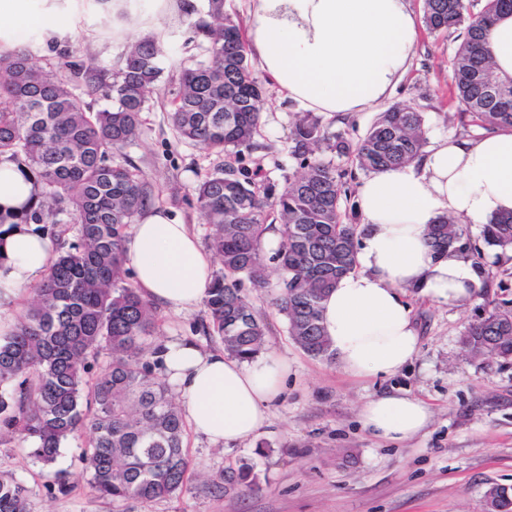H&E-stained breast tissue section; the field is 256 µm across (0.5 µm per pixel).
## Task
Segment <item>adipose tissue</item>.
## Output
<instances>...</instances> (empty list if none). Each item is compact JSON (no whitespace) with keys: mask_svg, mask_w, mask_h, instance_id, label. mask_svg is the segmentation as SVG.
Masks as SVG:
<instances>
[{"mask_svg":"<svg viewBox=\"0 0 512 512\" xmlns=\"http://www.w3.org/2000/svg\"><path fill=\"white\" fill-rule=\"evenodd\" d=\"M251 53L279 92L316 112L345 116L379 104L414 52L417 20L406 0H253ZM364 218L360 271L343 276L323 303L322 323L344 371L383 378L409 362L419 336L403 299L407 288L434 301L465 304L480 281L471 261L440 257L424 240L448 213L474 224L512 211V131L437 142L403 169L369 174L358 190ZM50 240L21 224L0 238V331L13 330L19 293L46 272ZM124 264L147 299L182 311L197 307L211 258L188 225L158 209L138 218ZM167 382L195 433L214 445L256 436L281 394L288 362H245L187 340L165 344ZM377 437L402 441L428 419L417 399L386 395L361 410Z\"/></svg>","mask_w":512,"mask_h":512,"instance_id":"adipose-tissue-1","label":"adipose tissue"}]
</instances>
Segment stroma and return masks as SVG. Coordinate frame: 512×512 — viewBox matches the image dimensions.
<instances>
[{"label":"stroma","instance_id":"1","mask_svg":"<svg viewBox=\"0 0 512 512\" xmlns=\"http://www.w3.org/2000/svg\"><path fill=\"white\" fill-rule=\"evenodd\" d=\"M191 5L203 7L204 0H167L156 9L145 4L120 20L103 0H29L28 13L35 22L9 46L29 48L38 66L62 59L113 73L130 42L154 33L161 37L163 75L151 110L142 115L140 136L125 153L153 185L156 207L190 225L204 246L211 227L196 207L194 189L215 157L182 141L169 115V75L204 57L187 14ZM52 10L65 20L56 33L36 22ZM454 47L451 39L419 28L407 71L378 107L344 119L326 113L323 124L355 142L380 113L409 103L423 112L429 143L467 138L449 88L448 59ZM301 113L298 103L270 89L259 148L247 155L248 168H261L278 185L297 171L289 136ZM483 253L495 276L480 283L472 304L438 303L405 291L419 349L397 372L377 379L351 376L337 358L315 359L297 347L272 305L279 273L270 269L268 287L251 299L267 322L265 353L288 361L283 392L253 438L218 448L187 431L188 482L172 498L119 503L97 498L82 475L81 437L67 440L56 461L71 474L68 493H49L40 464L15 442L0 445V474L27 486L29 512H485L489 485L512 487V361L465 359L460 339L482 314L486 294H495L499 305H512V260L502 267L495 263V249L487 246ZM157 313L156 340L179 337L204 350L219 349V342L202 331L204 307L177 313L161 306ZM385 394L423 402L430 411L424 429L395 442L366 429L362 407ZM245 461L255 466L256 487L242 484L212 492L213 479L238 470Z\"/></svg>","mask_w":512,"mask_h":512}]
</instances>
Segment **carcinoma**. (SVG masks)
<instances>
[{
    "instance_id": "1",
    "label": "carcinoma",
    "mask_w": 512,
    "mask_h": 512,
    "mask_svg": "<svg viewBox=\"0 0 512 512\" xmlns=\"http://www.w3.org/2000/svg\"><path fill=\"white\" fill-rule=\"evenodd\" d=\"M505 11L512 13V0H424L427 30L463 29L451 70L458 115L489 132L512 129V80L495 74L489 47L490 29ZM192 27L206 59L171 76L170 112L181 139L217 157L195 192L219 262L205 299L207 333L234 357L258 356L266 324L244 284L266 287L271 260L280 273L274 306L288 335L307 355L329 359L321 304L358 267L362 230L351 202L357 172L419 159L427 144L424 115L411 104L394 107L353 146L319 117L303 115L290 135L299 170L279 188L241 166L244 151L258 148L266 90L251 75L240 26L224 14V0H206ZM163 52L153 38L138 40L109 76L68 62L37 67L26 48L0 51V161L14 163L38 189L34 204L0 209V227L64 225L33 302L0 339V444L30 443L51 491L68 490L69 473L53 464L62 444L84 433L83 474L99 498H170L187 482L186 424L157 373V308L126 282L123 268L126 228L153 203L124 150L140 135ZM98 91L110 104L91 112L84 95ZM276 222L281 238L268 258L264 239ZM482 238L502 255L512 251V213L488 219ZM426 243L483 268L468 225L453 216H438ZM462 346L471 358L512 359V309L484 311L463 332ZM226 482L256 483L253 466L220 476L213 491ZM485 502L487 512H512V489L492 485ZM0 512H28L27 488L13 477L0 476Z\"/></svg>"
}]
</instances>
